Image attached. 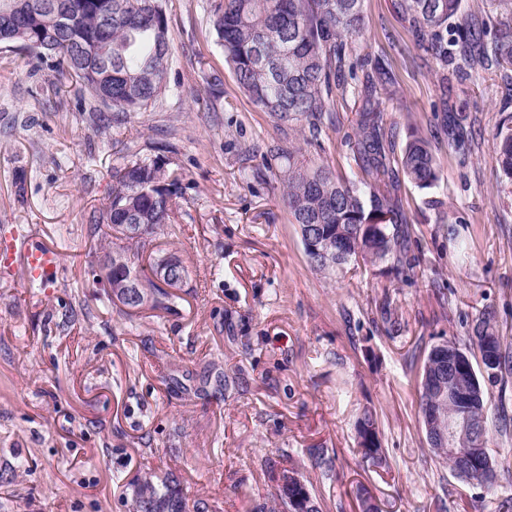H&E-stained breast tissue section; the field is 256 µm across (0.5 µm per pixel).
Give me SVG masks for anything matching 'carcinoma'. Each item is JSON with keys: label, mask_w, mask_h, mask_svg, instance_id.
Here are the masks:
<instances>
[{"label": "carcinoma", "mask_w": 512, "mask_h": 512, "mask_svg": "<svg viewBox=\"0 0 512 512\" xmlns=\"http://www.w3.org/2000/svg\"><path fill=\"white\" fill-rule=\"evenodd\" d=\"M50 0H0V43L17 44L41 60H56L70 67L79 82L81 97H89L111 112H139L167 91L171 57L165 0H68L69 25L62 28L46 9ZM395 0L397 13L408 24L418 46L443 64L456 55L460 69L470 72L492 65L512 68V0ZM364 0H222L214 11L213 26L224 58L238 88L266 112L278 130L308 131L309 145H320L322 118L346 105L345 75L369 65L359 39L367 27ZM389 82L382 69L367 76V95L357 113L358 136L352 142L360 180L335 173L328 163L305 157L303 148L288 140L274 151L288 157L283 196L297 224L311 269L330 273L351 263L389 261L402 272L407 243L396 224L395 191L400 179L420 190L437 187L441 147L411 128L405 145L397 150L388 138L381 112L374 101ZM499 177L512 182V126L494 134ZM165 162L138 158L112 172L109 203L94 216L91 234L101 251H112V296L125 306V288L138 281L152 310L174 308L180 296L157 283L140 265L146 242L170 222L174 199L181 194L180 178L165 174V185L154 183ZM472 350L448 342V351L462 352L468 372L449 374L447 367H432L428 352L420 381L421 408L431 395L448 393V418H467L487 436V391H505L512 376V347L504 342L491 311L470 324ZM496 352L494 372H483L487 345ZM379 429L376 414L363 410L356 422V437ZM472 471L458 476L483 487L495 477L486 446L472 452ZM134 502L135 512H188L176 480L169 476L148 481Z\"/></svg>", "instance_id": "carcinoma-1"}]
</instances>
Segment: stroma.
Segmentation results:
<instances>
[{"instance_id":"1","label":"stroma","mask_w":512,"mask_h":512,"mask_svg":"<svg viewBox=\"0 0 512 512\" xmlns=\"http://www.w3.org/2000/svg\"><path fill=\"white\" fill-rule=\"evenodd\" d=\"M217 0H166L169 90L121 126L98 122L74 81L0 45V247L29 235L61 256L34 288L0 250V512H133L129 482L174 473L209 512H281L283 470H296L320 512H503L512 498V438L490 433L496 479L458 480L431 452L418 371L432 345L468 347L469 325L494 311L512 339V183L499 179L492 136L512 120V73L438 66L396 14L365 0L373 61L394 80L379 97L404 146L409 121L442 143L432 193L401 184L411 277L390 263L313 271L269 153L279 134L238 88L212 24ZM351 80L340 128L306 147L340 174L365 97ZM466 153L450 143L453 123ZM161 157L182 178L171 223L150 250L190 270L169 311L124 315L100 281L89 220L112 170ZM446 207L429 206V197ZM397 307L398 327L383 304ZM224 373V393L202 387ZM376 411L387 462L365 461L355 421ZM333 460L313 467V451Z\"/></svg>"}]
</instances>
